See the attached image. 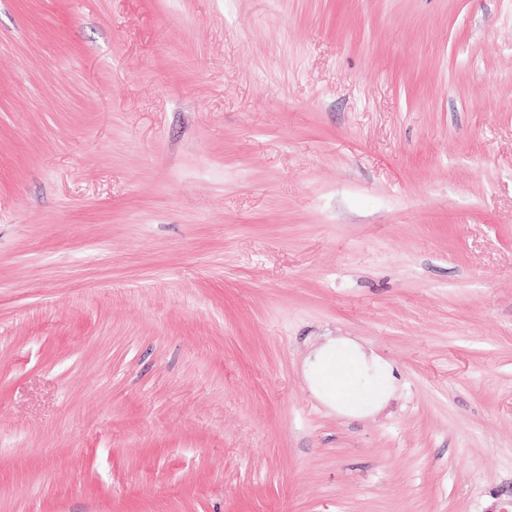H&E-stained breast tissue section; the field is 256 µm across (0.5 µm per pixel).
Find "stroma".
Wrapping results in <instances>:
<instances>
[{"label": "stroma", "mask_w": 512, "mask_h": 512, "mask_svg": "<svg viewBox=\"0 0 512 512\" xmlns=\"http://www.w3.org/2000/svg\"><path fill=\"white\" fill-rule=\"evenodd\" d=\"M0 512H512V0H0ZM371 365L374 374L360 381ZM307 379L315 395L344 414H364L381 407L389 398L391 370L348 339L334 340L317 350L308 361Z\"/></svg>", "instance_id": "1"}]
</instances>
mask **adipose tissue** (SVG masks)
Returning a JSON list of instances; mask_svg holds the SVG:
<instances>
[{
  "instance_id": "obj_1",
  "label": "adipose tissue",
  "mask_w": 512,
  "mask_h": 512,
  "mask_svg": "<svg viewBox=\"0 0 512 512\" xmlns=\"http://www.w3.org/2000/svg\"><path fill=\"white\" fill-rule=\"evenodd\" d=\"M307 379L315 395L344 414H363L388 399L393 376L348 339L334 340L308 362Z\"/></svg>"
}]
</instances>
